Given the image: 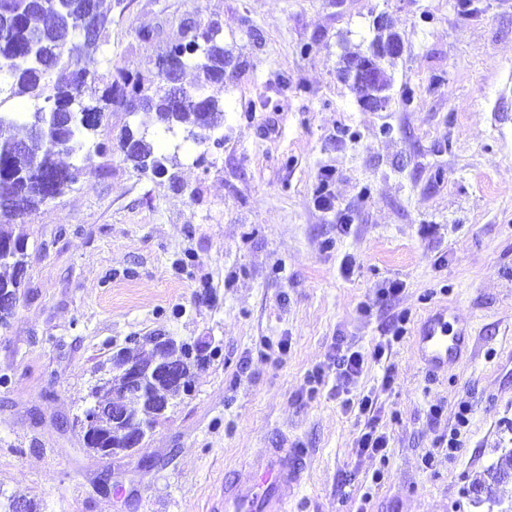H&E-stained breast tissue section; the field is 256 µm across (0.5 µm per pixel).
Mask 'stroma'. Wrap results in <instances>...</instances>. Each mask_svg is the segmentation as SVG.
<instances>
[{
  "label": "stroma",
  "instance_id": "1",
  "mask_svg": "<svg viewBox=\"0 0 512 512\" xmlns=\"http://www.w3.org/2000/svg\"><path fill=\"white\" fill-rule=\"evenodd\" d=\"M381 15L403 52L371 111L338 62ZM198 17L240 63L211 142L157 138L177 156L161 176L117 151L91 170L62 156L77 181L10 227L27 270L0 323V495L44 512H210L250 457L301 448L296 512H485L471 483L512 448V0H120L101 70L158 82L157 58ZM444 305L474 338L465 363L431 374L411 334ZM133 336L202 342L207 358L139 448L103 459L79 420ZM340 346L367 355L346 396ZM365 395L382 458L358 452L367 419L344 406ZM463 403L451 453L439 438Z\"/></svg>",
  "mask_w": 512,
  "mask_h": 512
}]
</instances>
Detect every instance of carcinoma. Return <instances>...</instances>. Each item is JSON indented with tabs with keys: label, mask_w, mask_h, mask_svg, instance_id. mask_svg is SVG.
Here are the masks:
<instances>
[{
	"label": "carcinoma",
	"mask_w": 512,
	"mask_h": 512,
	"mask_svg": "<svg viewBox=\"0 0 512 512\" xmlns=\"http://www.w3.org/2000/svg\"><path fill=\"white\" fill-rule=\"evenodd\" d=\"M105 0H0V79L9 82V96H27L35 103L33 121L0 128V244L14 241L1 225L11 224L37 213L47 201L65 193L81 173L61 163L63 154L82 147V133L59 141V125L69 112L87 106L109 114L115 108L129 113L151 114L152 124L169 131L176 126L198 145L211 139V132L224 116V101L206 92L213 85L224 86L226 66L231 64L224 48V32L218 23L196 19L183 21L180 37L168 44L161 59L180 75L193 68L200 77L195 87H186L173 98L164 79L146 85L115 64L109 77L99 73L97 53L109 41L112 8ZM93 28L95 35L86 36ZM399 35L390 25L379 24L367 50L342 58L340 73L360 106L373 110L377 100L388 96L391 75L385 63L397 57ZM102 82L101 95L85 99V88ZM136 140L128 147L130 140ZM119 150L124 161L141 174L162 175L172 158L157 153L147 132L122 130ZM0 289L17 293L26 271L25 254L0 257ZM166 357L187 378L193 380L198 359L191 358L187 345L164 342ZM178 389L166 382L152 386L150 396L126 403L130 415L139 421L159 416L163 405L178 399ZM491 482L478 481L485 500L495 504L492 486L512 478V449L488 469Z\"/></svg>",
	"instance_id": "carcinoma-1"
}]
</instances>
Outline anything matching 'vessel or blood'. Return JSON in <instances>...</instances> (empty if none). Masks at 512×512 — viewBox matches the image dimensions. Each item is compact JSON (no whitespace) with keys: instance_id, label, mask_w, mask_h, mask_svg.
I'll return each instance as SVG.
<instances>
[{"instance_id":"vessel-or-blood-1","label":"vessel or blood","mask_w":512,"mask_h":512,"mask_svg":"<svg viewBox=\"0 0 512 512\" xmlns=\"http://www.w3.org/2000/svg\"><path fill=\"white\" fill-rule=\"evenodd\" d=\"M473 327L450 307L434 310L417 326L412 346L431 373L466 359ZM284 448L270 449L250 459L240 472L225 481L224 492L211 512H290L300 482V470L288 461Z\"/></svg>"}]
</instances>
